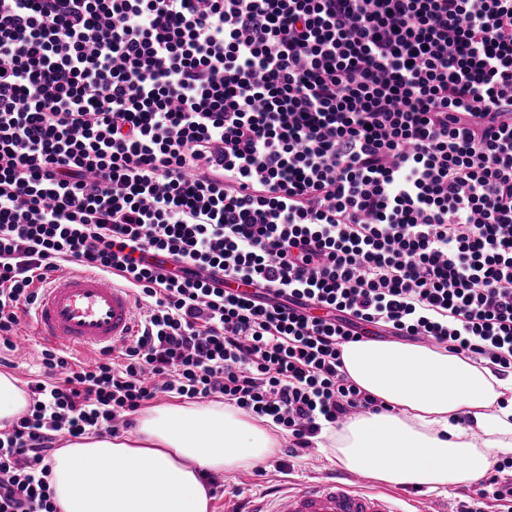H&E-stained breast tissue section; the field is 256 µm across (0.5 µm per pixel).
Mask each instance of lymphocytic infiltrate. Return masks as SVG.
<instances>
[{"label": "lymphocytic infiltrate", "mask_w": 512, "mask_h": 512, "mask_svg": "<svg viewBox=\"0 0 512 512\" xmlns=\"http://www.w3.org/2000/svg\"><path fill=\"white\" fill-rule=\"evenodd\" d=\"M70 266L140 329L43 349L0 512L162 394L306 455L385 410L341 360L372 336L511 373L512 0H0V346Z\"/></svg>", "instance_id": "1"}]
</instances>
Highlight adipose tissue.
<instances>
[{
  "mask_svg": "<svg viewBox=\"0 0 512 512\" xmlns=\"http://www.w3.org/2000/svg\"><path fill=\"white\" fill-rule=\"evenodd\" d=\"M349 377L382 400L325 447L346 470L393 487L434 491L482 478L512 454V374L425 346L365 341L343 348ZM276 442L221 403L156 406L134 432L89 433L54 456L58 512H209L204 482L266 459Z\"/></svg>",
  "mask_w": 512,
  "mask_h": 512,
  "instance_id": "obj_1",
  "label": "adipose tissue"
}]
</instances>
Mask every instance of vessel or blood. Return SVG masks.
<instances>
[{
    "label": "vessel or blood",
    "instance_id": "1",
    "mask_svg": "<svg viewBox=\"0 0 512 512\" xmlns=\"http://www.w3.org/2000/svg\"><path fill=\"white\" fill-rule=\"evenodd\" d=\"M130 289L92 272H70L39 285L25 348L46 342L71 350L118 349L136 334ZM253 512H409L389 494L341 478L312 482L262 500Z\"/></svg>",
    "mask_w": 512,
    "mask_h": 512
}]
</instances>
